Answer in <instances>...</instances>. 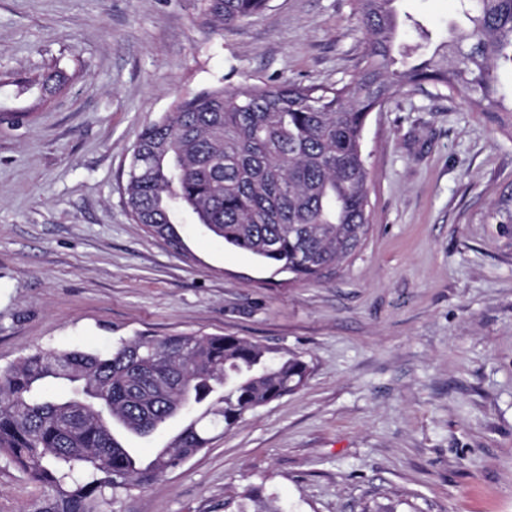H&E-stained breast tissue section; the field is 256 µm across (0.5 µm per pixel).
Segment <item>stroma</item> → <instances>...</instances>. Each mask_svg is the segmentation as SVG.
I'll return each mask as SVG.
<instances>
[{
  "label": "stroma",
  "instance_id": "obj_1",
  "mask_svg": "<svg viewBox=\"0 0 512 512\" xmlns=\"http://www.w3.org/2000/svg\"><path fill=\"white\" fill-rule=\"evenodd\" d=\"M430 32L454 0H400ZM355 0H269L229 31L196 0H0V368L138 335L287 351L303 386L113 512H512V112L406 88L367 121L361 248L296 280L191 219L176 251L127 215L141 129L187 94L348 81ZM63 71L47 101L16 82ZM42 489L0 460V512Z\"/></svg>",
  "mask_w": 512,
  "mask_h": 512
}]
</instances>
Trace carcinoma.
<instances>
[{
	"label": "carcinoma",
	"mask_w": 512,
	"mask_h": 512,
	"mask_svg": "<svg viewBox=\"0 0 512 512\" xmlns=\"http://www.w3.org/2000/svg\"><path fill=\"white\" fill-rule=\"evenodd\" d=\"M268 0H198L199 16L230 29ZM366 51L350 81L221 85L179 99L138 136L124 205L132 221L183 248L182 215L224 245L297 278L344 263L369 224V115L398 91L462 92L481 112H512V0H456L458 21L433 42L396 0H356ZM414 28L423 44L402 34ZM59 72L29 84L49 98ZM301 359L236 336L182 333L122 339L106 357L37 349L0 368V458L43 488L35 512H112L205 448L212 430L298 389ZM180 418V431L144 459L129 438Z\"/></svg>",
	"instance_id": "cac0c4a2"
}]
</instances>
